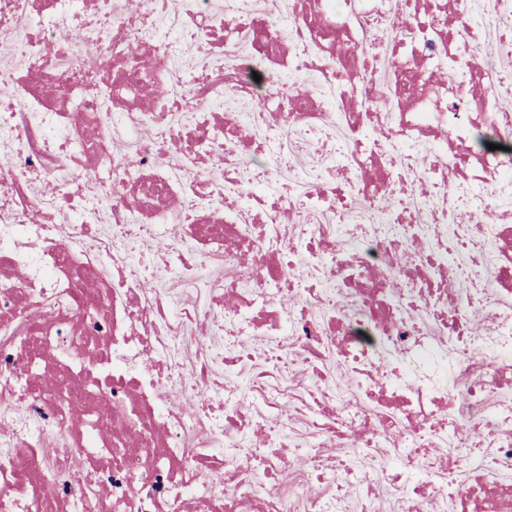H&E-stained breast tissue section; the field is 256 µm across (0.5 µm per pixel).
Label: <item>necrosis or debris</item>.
<instances>
[{
	"label": "necrosis or debris",
	"instance_id": "4bbe7bcc",
	"mask_svg": "<svg viewBox=\"0 0 512 512\" xmlns=\"http://www.w3.org/2000/svg\"><path fill=\"white\" fill-rule=\"evenodd\" d=\"M476 2L266 0L261 31L252 0H0V512H346L349 488L382 512L346 447L379 449L403 512H447L451 485L462 512H512V110ZM399 12L430 19L351 70ZM384 65L388 112L259 92L309 72L373 102ZM336 124L317 224L240 131L273 154ZM329 361L371 408L337 404Z\"/></svg>",
	"mask_w": 512,
	"mask_h": 512
}]
</instances>
